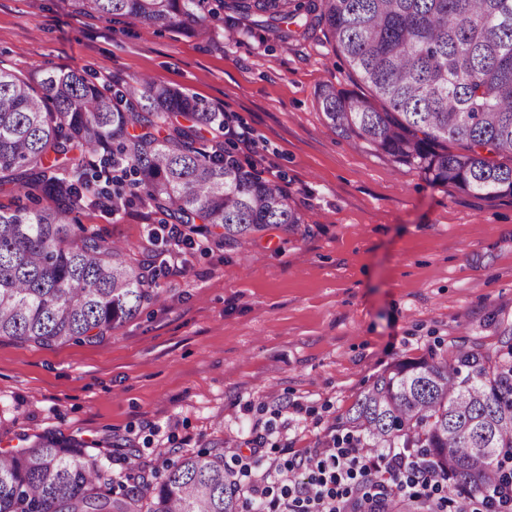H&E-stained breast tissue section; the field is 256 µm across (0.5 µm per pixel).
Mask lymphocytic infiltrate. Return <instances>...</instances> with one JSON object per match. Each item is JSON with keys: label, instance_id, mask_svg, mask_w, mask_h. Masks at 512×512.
<instances>
[{"label": "lymphocytic infiltrate", "instance_id": "1", "mask_svg": "<svg viewBox=\"0 0 512 512\" xmlns=\"http://www.w3.org/2000/svg\"><path fill=\"white\" fill-rule=\"evenodd\" d=\"M232 484L246 494L249 512H378L408 496L444 502L447 474L412 448L371 452L337 441L328 431L315 447L272 456L266 436L224 451Z\"/></svg>", "mask_w": 512, "mask_h": 512}]
</instances>
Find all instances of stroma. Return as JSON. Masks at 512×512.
I'll return each mask as SVG.
<instances>
[{
  "mask_svg": "<svg viewBox=\"0 0 512 512\" xmlns=\"http://www.w3.org/2000/svg\"><path fill=\"white\" fill-rule=\"evenodd\" d=\"M206 32L146 30L75 13L69 0H0V64L74 67L95 84L149 76L223 110L250 160L306 222L246 247L195 235L161 297L93 342L41 347L0 337V453L26 434L76 438L114 484L156 483L178 458L257 435L314 447L374 378L468 338L498 344L512 312V195L432 183L330 131L317 99L364 86L324 31L284 41L221 11ZM78 220L141 254L161 214Z\"/></svg>",
  "mask_w": 512,
  "mask_h": 512,
  "instance_id": "35a3bbf8",
  "label": "stroma"
}]
</instances>
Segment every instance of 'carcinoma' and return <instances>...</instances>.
<instances>
[{"label": "carcinoma", "instance_id": "obj_1", "mask_svg": "<svg viewBox=\"0 0 512 512\" xmlns=\"http://www.w3.org/2000/svg\"><path fill=\"white\" fill-rule=\"evenodd\" d=\"M208 0H72L86 15L123 16L146 27L203 28ZM249 26L306 40L319 27L366 86L361 96L329 83L318 93L327 128L399 163L489 197L512 194V0H218ZM383 104L378 110L372 101ZM188 125L155 134L159 121ZM224 112L150 77L112 94L75 69L27 75L0 66V187L47 204L0 206V337L41 347L96 339L160 298L165 250L149 234L145 259L74 222L88 206L90 156L108 150L112 201L151 207L190 233L221 229L243 246L271 227L296 231L304 214L288 192L203 133ZM448 140L463 151L440 150ZM500 347H452L378 376L336 432L362 448H422L448 472V491L479 495L512 460V318ZM78 442L50 433L0 459V512H143L136 484L112 480ZM148 512H244L224 474V444L172 463Z\"/></svg>", "mask_w": 512, "mask_h": 512}]
</instances>
